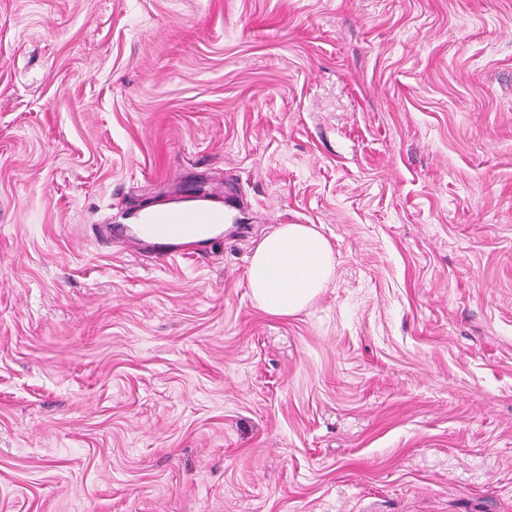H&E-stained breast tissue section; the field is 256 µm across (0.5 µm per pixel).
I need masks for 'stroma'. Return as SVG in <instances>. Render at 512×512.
<instances>
[{
  "instance_id": "stroma-1",
  "label": "stroma",
  "mask_w": 512,
  "mask_h": 512,
  "mask_svg": "<svg viewBox=\"0 0 512 512\" xmlns=\"http://www.w3.org/2000/svg\"><path fill=\"white\" fill-rule=\"evenodd\" d=\"M0 512H512V0H0ZM198 198V199H194ZM207 198L196 195L189 199L170 200L164 202L147 203L133 215L122 220L123 224H133L137 229L144 224L146 233L140 230L126 241V248L134 253L142 254L146 251L148 241L156 238L172 240L168 244L183 246L195 242H182L181 239L205 233L210 224H220L212 232L200 236L202 240L218 235L224 231L226 213L224 202L218 200H199ZM335 273L331 244L312 224H280L261 239L246 268L253 303L281 317L310 307Z\"/></svg>"
}]
</instances>
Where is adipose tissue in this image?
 <instances>
[{"label":"adipose tissue","mask_w":512,"mask_h":512,"mask_svg":"<svg viewBox=\"0 0 512 512\" xmlns=\"http://www.w3.org/2000/svg\"><path fill=\"white\" fill-rule=\"evenodd\" d=\"M128 221L144 224H225L224 204L194 198L148 203ZM329 241L311 224H282L252 251L246 268L253 303L264 312L293 316L310 307L333 282Z\"/></svg>","instance_id":"adipose-tissue-1"}]
</instances>
